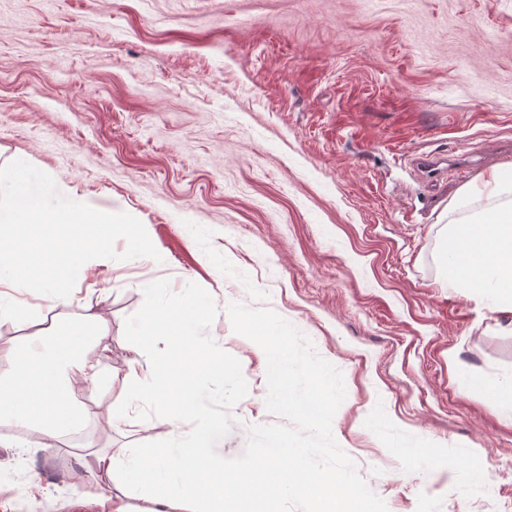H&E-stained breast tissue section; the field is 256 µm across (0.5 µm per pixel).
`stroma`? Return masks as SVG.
<instances>
[{"mask_svg": "<svg viewBox=\"0 0 512 512\" xmlns=\"http://www.w3.org/2000/svg\"><path fill=\"white\" fill-rule=\"evenodd\" d=\"M492 150L433 184L413 165ZM19 158L132 222L87 270L93 291L46 314L72 335L86 314L107 322L112 383L86 392L96 447L167 442L148 409L114 429L109 408L139 356L128 329L145 283H189L199 333L241 376L229 396L222 377L208 384L225 458L248 426L279 421L263 350L224 314L244 292L346 375L336 436L389 512H512V425L494 394L512 376V312L476 309L441 260L447 226L490 209L483 183L512 164V0H0V167ZM187 224L211 226L246 286L219 282ZM136 237L165 264L116 262ZM378 399L426 464L367 426ZM445 457L494 470L475 490ZM34 479L41 512H101L105 484L28 431L0 447V503L29 512Z\"/></svg>", "mask_w": 512, "mask_h": 512, "instance_id": "stroma-1", "label": "stroma"}]
</instances>
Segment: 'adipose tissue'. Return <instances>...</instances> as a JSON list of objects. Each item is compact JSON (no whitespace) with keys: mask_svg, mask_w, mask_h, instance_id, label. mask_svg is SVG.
<instances>
[{"mask_svg":"<svg viewBox=\"0 0 512 512\" xmlns=\"http://www.w3.org/2000/svg\"><path fill=\"white\" fill-rule=\"evenodd\" d=\"M490 183L496 199L493 210L449 225L442 262L451 283L467 288L469 299L491 311L511 312L512 168L495 171ZM22 224L48 225L44 246L54 255L53 263L21 265L12 260ZM127 224L121 210H98L47 188L45 179L23 161L0 169V325L21 324L29 330L28 346L15 356L10 371L0 374V420L13 424L17 434L36 431L48 447H55L71 425L91 421L82 394L109 381L110 374L96 352V339L107 327L100 315H89L86 334L63 343V327H47L42 311L22 308L16 290L36 289L50 309L72 305L80 291L72 277L74 268ZM188 238L201 262L220 280L248 282L246 268L211 250L207 227H191ZM143 293L150 301L148 312L130 328V336L146 340L172 324L178 337L165 349L148 352L155 366L152 374L141 375L139 362H130L127 389L112 407L111 423L119 425L130 407L144 404L169 425V439L161 448H95L79 456L67 451L63 458L75 460L91 477L108 481L105 512H131L133 498L150 502V512H226V500L247 488L249 471L225 465L220 451L224 417L216 413L206 391L209 377L226 375L224 347L219 338L198 334L191 313L198 304L194 289L175 291L155 280ZM188 350L194 357L195 383L180 388L174 368ZM226 377V389H234L238 375ZM186 422L192 423V431L183 430Z\"/></svg>","mask_w":512,"mask_h":512,"instance_id":"obj_1","label":"adipose tissue"}]
</instances>
